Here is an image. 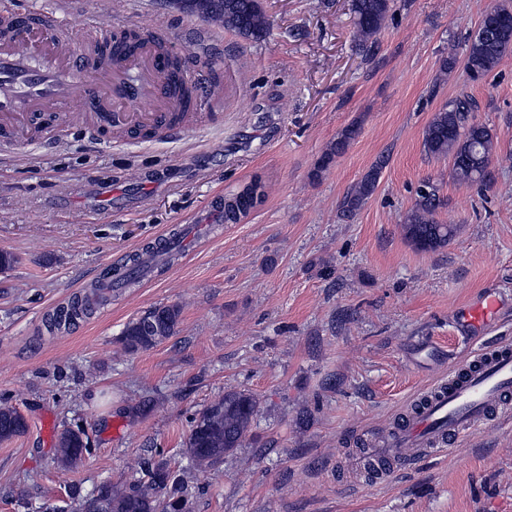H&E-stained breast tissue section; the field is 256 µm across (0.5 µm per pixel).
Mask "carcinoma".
Masks as SVG:
<instances>
[{"label": "carcinoma", "mask_w": 512, "mask_h": 512, "mask_svg": "<svg viewBox=\"0 0 512 512\" xmlns=\"http://www.w3.org/2000/svg\"><path fill=\"white\" fill-rule=\"evenodd\" d=\"M392 0H351L354 35L362 43L382 28ZM183 10L196 17L220 24L245 39H259L268 29L261 0H180ZM479 35L470 39L466 69L472 80L491 73L503 56L512 51V8L496 6L485 12L478 25ZM472 101L462 95L435 113L424 132V148L436 158L451 157L452 175L464 184H484L490 178L489 166L498 136L490 127L470 119ZM358 135L354 123L337 135L323 157L328 164L342 154ZM385 160L372 165L351 188L341 203L342 213L350 217L358 212L374 193ZM444 206L441 186L426 179L415 192V202L403 217L406 237L418 248L435 250L448 245L455 236L453 224L438 221ZM103 300L100 289L74 296L48 315L49 330L68 329L92 315ZM181 307L163 305L147 315L130 321L120 337L123 351L133 353L150 349L173 336L179 325ZM258 412V400L241 390L229 389L192 418L186 448L187 469L200 471L222 461L224 456L242 447ZM26 422L8 403H0V441L21 435ZM56 462L68 468L93 452L81 425L63 428L55 438ZM132 480L119 487L110 481L95 491L80 495L69 486V497L76 512H192L191 496L180 473L167 461H139L131 466Z\"/></svg>", "instance_id": "cac0c4a2"}]
</instances>
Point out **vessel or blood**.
Instances as JSON below:
<instances>
[{
    "label": "vessel or blood",
    "instance_id": "vessel-or-blood-1",
    "mask_svg": "<svg viewBox=\"0 0 512 512\" xmlns=\"http://www.w3.org/2000/svg\"><path fill=\"white\" fill-rule=\"evenodd\" d=\"M202 97L175 35L164 27L94 21L78 36L52 15L17 11L12 0H0L1 143H58L75 102L84 109V134L94 142L117 144L132 133L182 136L201 124ZM223 219L216 207L199 224L184 225L179 237L161 236L129 274L151 279L200 227ZM502 302V292L490 289L462 310L459 327L499 317ZM511 414L512 343L470 347L458 367L416 398L414 408L401 411L387 433L372 438L363 463L386 479L421 457L446 452L479 425Z\"/></svg>",
    "mask_w": 512,
    "mask_h": 512
}]
</instances>
